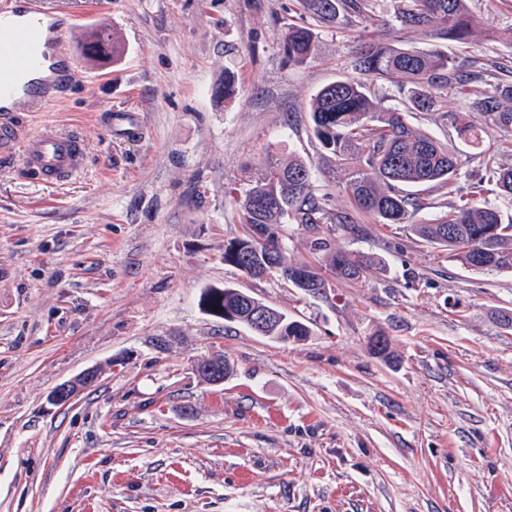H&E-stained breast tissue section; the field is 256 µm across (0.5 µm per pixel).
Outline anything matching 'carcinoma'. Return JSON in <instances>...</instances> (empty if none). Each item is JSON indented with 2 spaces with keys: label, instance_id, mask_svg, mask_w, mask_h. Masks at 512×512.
Wrapping results in <instances>:
<instances>
[{
  "label": "carcinoma",
  "instance_id": "obj_1",
  "mask_svg": "<svg viewBox=\"0 0 512 512\" xmlns=\"http://www.w3.org/2000/svg\"><path fill=\"white\" fill-rule=\"evenodd\" d=\"M373 0H300L302 10L321 22L334 23L342 15L368 17ZM396 20L404 30L434 32L437 39L469 41L475 22L467 0H398ZM88 54L95 57L114 45L112 33L95 28L84 35ZM318 36L307 26H293L284 38L288 62L303 65L315 58ZM353 75L319 90L310 103L312 131L336 166L347 176L346 190L354 207L386 226L403 224L417 237L448 250V257L473 270L512 271V218L488 203L442 202L446 208L431 222L418 224V198L409 186H425L446 197L460 190L462 162L456 149L415 128L408 116L441 109L448 90L462 92L472 84L485 85L480 101L484 123L512 133V80L495 69L467 70L455 66L443 46L431 50L416 47L373 45L352 61ZM383 78L393 83L400 105L383 107L372 96L368 82ZM456 137L474 147L482 145L483 129L469 114L451 115ZM486 173L498 196L512 200V167L487 155ZM244 230L256 228L265 237L260 249H271L285 271L294 270L284 248L283 225L352 222L347 212L326 208V198L313 188L311 168L296 157H267L260 177L240 203ZM310 250L321 254L316 264L303 263L313 276L327 269L338 279L356 280L367 272L383 270L374 254L353 256L336 248L331 240L316 236Z\"/></svg>",
  "mask_w": 512,
  "mask_h": 512
}]
</instances>
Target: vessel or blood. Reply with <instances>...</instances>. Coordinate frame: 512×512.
Here are the masks:
<instances>
[{"label":"vessel or blood","instance_id":"1","mask_svg":"<svg viewBox=\"0 0 512 512\" xmlns=\"http://www.w3.org/2000/svg\"><path fill=\"white\" fill-rule=\"evenodd\" d=\"M80 17L51 0H0V43L19 48L17 54L0 56V167L19 168L44 185L80 172L84 144L51 128L22 134L17 116L50 111L83 70L81 58L68 47ZM106 128L129 141L144 133L141 121L127 112L107 113Z\"/></svg>","mask_w":512,"mask_h":512}]
</instances>
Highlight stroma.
Instances as JSON below:
<instances>
[{"label":"stroma","mask_w":512,"mask_h":512,"mask_svg":"<svg viewBox=\"0 0 512 512\" xmlns=\"http://www.w3.org/2000/svg\"><path fill=\"white\" fill-rule=\"evenodd\" d=\"M466 68L512 58V0H471ZM297 0H112L118 45L51 112L81 136L83 171L44 186L0 167V512H512V271L354 214L352 228L290 224L287 257L314 263L313 233L384 269L313 296L224 261L239 206L269 151L311 166L331 212L346 178L312 133L309 104L349 76L365 44L433 48L402 30L393 0L316 25L319 52L289 63ZM231 94H224V85ZM135 112L141 141L103 113ZM231 287L306 324L278 343L210 312ZM385 333L396 357L370 354ZM221 356L223 385L193 366ZM97 386L48 396L86 367Z\"/></svg>","instance_id":"obj_1"}]
</instances>
